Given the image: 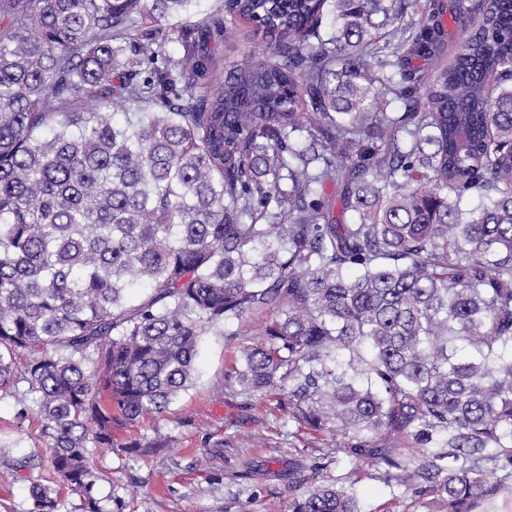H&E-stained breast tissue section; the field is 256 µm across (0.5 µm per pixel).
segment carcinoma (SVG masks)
<instances>
[{
    "mask_svg": "<svg viewBox=\"0 0 512 512\" xmlns=\"http://www.w3.org/2000/svg\"><path fill=\"white\" fill-rule=\"evenodd\" d=\"M197 2L0 0V397L25 384L50 468L27 512H122L93 449L175 444L117 436L211 332L224 388L355 459L288 512H362L364 463L412 512H476L512 486V0ZM225 12L273 60L213 93Z\"/></svg>",
    "mask_w": 512,
    "mask_h": 512,
    "instance_id": "obj_1",
    "label": "carcinoma"
}]
</instances>
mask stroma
Listing matches in <instances>:
<instances>
[{
    "mask_svg": "<svg viewBox=\"0 0 512 512\" xmlns=\"http://www.w3.org/2000/svg\"><path fill=\"white\" fill-rule=\"evenodd\" d=\"M223 43L215 52L223 66L254 67L270 58L269 38L255 24L228 16ZM234 359L233 346L223 337H202L197 355L194 385L158 421L147 419L130 429V436L152 437L154 427L176 435L175 447L141 457L117 450L98 449L93 461L100 480V497L114 496L124 503V512H288L297 488L284 481L267 480L263 472L242 479L250 461L283 469L289 460L313 465L320 454L338 456V472H348L353 461L336 451L332 438L316 440L276 414L253 420L240 397L225 391L224 373ZM15 402L0 399V436L20 440L6 449L8 458L19 460L40 448L35 424L16 426ZM207 466H198L199 458ZM44 468L20 471L17 477H0V512H27L28 486L47 477Z\"/></svg>",
    "mask_w": 512,
    "mask_h": 512,
    "instance_id": "stroma-1",
    "label": "stroma"
}]
</instances>
